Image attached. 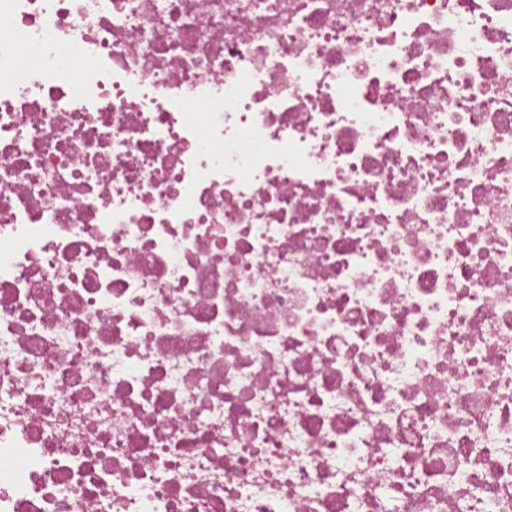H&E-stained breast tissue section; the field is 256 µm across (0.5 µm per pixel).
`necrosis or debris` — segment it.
Instances as JSON below:
<instances>
[{
	"label": "necrosis or debris",
	"mask_w": 512,
	"mask_h": 512,
	"mask_svg": "<svg viewBox=\"0 0 512 512\" xmlns=\"http://www.w3.org/2000/svg\"><path fill=\"white\" fill-rule=\"evenodd\" d=\"M0 512H512V0H0Z\"/></svg>",
	"instance_id": "obj_1"
}]
</instances>
